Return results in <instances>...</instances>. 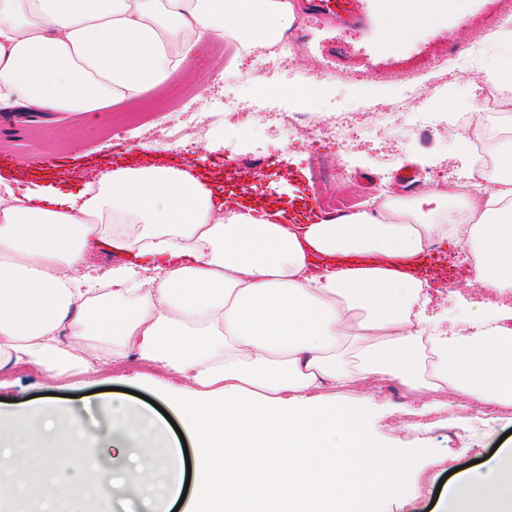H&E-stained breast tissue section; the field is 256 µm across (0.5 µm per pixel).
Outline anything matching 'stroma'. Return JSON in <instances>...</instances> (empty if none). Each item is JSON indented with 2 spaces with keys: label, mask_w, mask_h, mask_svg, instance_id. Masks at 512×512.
Segmentation results:
<instances>
[{
  "label": "stroma",
  "mask_w": 512,
  "mask_h": 512,
  "mask_svg": "<svg viewBox=\"0 0 512 512\" xmlns=\"http://www.w3.org/2000/svg\"><path fill=\"white\" fill-rule=\"evenodd\" d=\"M295 14L306 17L305 48L287 70L230 78L229 51L214 42L191 54L175 73L158 85V93L179 98L190 91L194 110L207 128L205 139L194 140L191 150L162 140L144 138L130 129L137 113L126 103L92 114L69 112L29 116L15 112L0 116V180L14 186L39 185L53 191L77 192L84 184L116 168L173 166L189 171L224 198V207L241 213H281L290 224H313L328 218L332 200L356 197L370 191L383 167L392 172L419 160L436 166L444 179H455L468 163V154L455 138L421 132L404 144L385 139L361 142L353 150L349 169L338 164L336 144L318 145L321 165L312 171L310 148L299 140H273L267 126L244 131L241 120L219 116L218 100L232 92L250 112H348L356 124L372 129L381 124L389 102L405 97V85L391 82V75L411 73L429 79L431 65L442 55L459 52L468 42L469 24L497 15L498 0H459L467 25L447 21L442 12L411 29L402 39L387 43L380 0H356L359 29H350L338 16L323 19L311 7L312 0H293ZM512 65V44L496 41L486 51L479 70L453 74L431 96L415 104L422 112L439 111L447 99L452 112L474 111L482 72ZM347 74L343 83L325 79L328 71ZM306 97H298L299 89ZM411 271L427 279L434 293L431 311L455 316L461 302L483 301V294L468 285L474 276L462 244L436 238L419 255ZM0 387V417L26 411L33 406L65 408L75 418L81 452L87 460L82 470H67L60 482L61 502L72 499L73 484L86 494L85 512H145L134 492L117 491L99 482V475L113 472L112 427L101 409L102 402L116 399L133 410L154 413L163 408L179 420L176 403L159 384L160 376L129 357L114 363L102 360L95 371L57 376L31 365H18L5 375ZM381 408L375 429L394 445L409 448L422 440L430 453L459 450L457 467L472 470L476 462L494 453L496 444L512 448V420L502 419L472 426L449 421L447 410L431 418L423 435L407 429L412 422L413 401L387 387L376 389ZM172 425L166 426L164 445L180 446ZM441 479L408 487L391 503L390 512H439L443 492Z\"/></svg>",
  "instance_id": "1"
}]
</instances>
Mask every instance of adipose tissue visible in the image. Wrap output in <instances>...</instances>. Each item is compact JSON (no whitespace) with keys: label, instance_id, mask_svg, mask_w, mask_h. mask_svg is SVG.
Masks as SVG:
<instances>
[{"label":"adipose tissue","instance_id":"1","mask_svg":"<svg viewBox=\"0 0 512 512\" xmlns=\"http://www.w3.org/2000/svg\"><path fill=\"white\" fill-rule=\"evenodd\" d=\"M294 21L291 0H0V112H99L166 81L215 32L257 46ZM497 165L480 199L435 188L315 224L225 215L221 197L174 168L109 171L79 203L0 194V370L87 373L100 354L133 353L169 377L197 451L191 512H379L456 454L386 444L368 388L400 379L419 432L444 394L484 416L512 411V306L501 301L512 294V147ZM462 214L475 281L494 299L446 326L407 268ZM101 242L181 263L72 277ZM350 255L312 270L316 257ZM112 412V445L130 451L113 486L167 512L180 450L156 457L162 423ZM46 414L0 419V485L50 505L58 483L42 478L32 437L74 424ZM444 509L512 512V448L449 483Z\"/></svg>","mask_w":512,"mask_h":512}]
</instances>
